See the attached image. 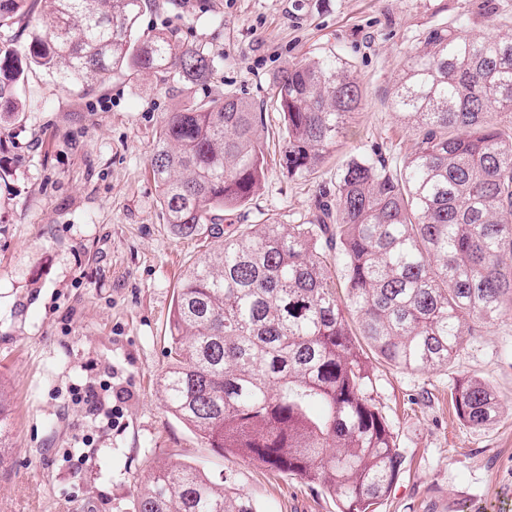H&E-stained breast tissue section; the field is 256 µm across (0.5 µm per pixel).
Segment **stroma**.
I'll return each mask as SVG.
<instances>
[{"instance_id":"35a3bbf8","label":"stroma","mask_w":512,"mask_h":512,"mask_svg":"<svg viewBox=\"0 0 512 512\" xmlns=\"http://www.w3.org/2000/svg\"><path fill=\"white\" fill-rule=\"evenodd\" d=\"M462 18L472 36L496 35L512 28V0H148L138 38L203 45L219 63L210 80L135 71L82 89L25 71L0 102V381L11 397L0 512H135L162 458L233 476L261 512H338L299 477L209 447L164 405L156 380L174 291L209 242L177 237L165 220L149 171L155 132L184 98H248L265 114L268 165L224 221L302 223L350 159L413 151L394 86L427 32ZM329 52L350 62L364 106L329 162L294 180L280 164L272 81ZM368 363L403 456L377 512H512V315L485 325L447 371ZM470 376L500 397L484 429L451 404L454 382ZM88 384L132 391L114 425L87 416L77 394Z\"/></svg>"}]
</instances>
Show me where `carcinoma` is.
I'll use <instances>...</instances> for the list:
<instances>
[{
	"label": "carcinoma",
	"mask_w": 512,
	"mask_h": 512,
	"mask_svg": "<svg viewBox=\"0 0 512 512\" xmlns=\"http://www.w3.org/2000/svg\"><path fill=\"white\" fill-rule=\"evenodd\" d=\"M40 5L41 25L0 41V99L24 70L104 84L127 69L204 82V47L134 34L146 0H0V29ZM282 167L319 171L347 137L364 95L337 53L293 64L273 83ZM392 105L415 136L395 168L376 153L336 172L333 198L302 224L224 228L266 171L264 121L238 95L166 115L150 160L172 232L212 247L184 275L168 317V411L209 447L286 472L376 512L402 456L373 397L366 344L410 373L448 371L484 325L512 311V34L430 30L410 52ZM480 429L500 412L481 378L450 391ZM9 392L0 383V465ZM136 512H259L184 463L161 462Z\"/></svg>",
	"instance_id": "1"
}]
</instances>
